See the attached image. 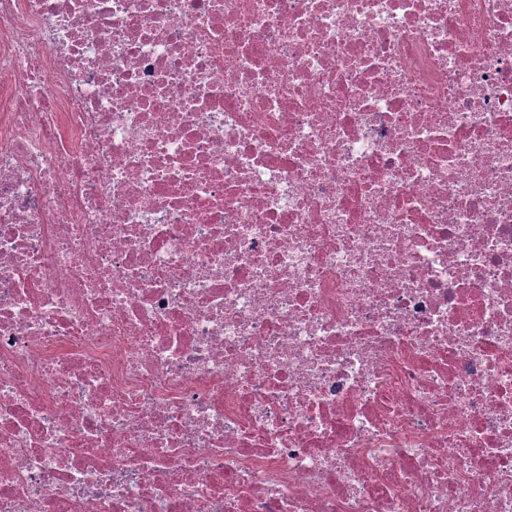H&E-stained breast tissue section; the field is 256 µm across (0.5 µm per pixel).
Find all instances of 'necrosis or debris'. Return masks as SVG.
<instances>
[{
    "label": "necrosis or debris",
    "mask_w": 512,
    "mask_h": 512,
    "mask_svg": "<svg viewBox=\"0 0 512 512\" xmlns=\"http://www.w3.org/2000/svg\"><path fill=\"white\" fill-rule=\"evenodd\" d=\"M0 512H512V0H0Z\"/></svg>",
    "instance_id": "obj_1"
}]
</instances>
